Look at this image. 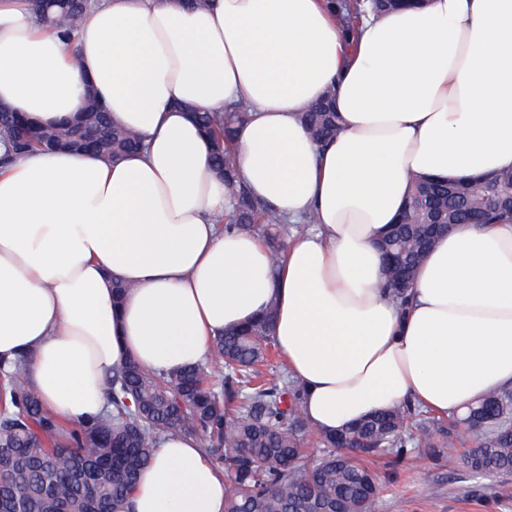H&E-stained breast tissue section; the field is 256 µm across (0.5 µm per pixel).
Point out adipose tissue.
Returning <instances> with one entry per match:
<instances>
[{
    "mask_svg": "<svg viewBox=\"0 0 512 512\" xmlns=\"http://www.w3.org/2000/svg\"><path fill=\"white\" fill-rule=\"evenodd\" d=\"M327 2L95 0L69 39L29 0H0V103L56 125L89 85L145 144L116 162L35 151L0 170V362L25 359L52 413L105 417L113 368L204 362L217 334L271 306L315 431L409 404L448 416L512 387V223L443 235L405 310L376 248L410 174L512 169V0L368 17L351 53ZM332 86L342 125L322 146L298 116ZM238 101L241 181L289 222L315 217L277 267L254 232L214 223L231 190L181 109ZM224 493L199 439L167 434L124 512H224Z\"/></svg>",
    "mask_w": 512,
    "mask_h": 512,
    "instance_id": "ef3b65f1",
    "label": "adipose tissue"
}]
</instances>
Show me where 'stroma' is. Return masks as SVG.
<instances>
[{
	"label": "stroma",
	"instance_id": "stroma-1",
	"mask_svg": "<svg viewBox=\"0 0 512 512\" xmlns=\"http://www.w3.org/2000/svg\"><path fill=\"white\" fill-rule=\"evenodd\" d=\"M382 486L377 512H512V474L483 476L458 459H368Z\"/></svg>",
	"mask_w": 512,
	"mask_h": 512
}]
</instances>
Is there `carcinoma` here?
<instances>
[{
	"instance_id": "cac0c4a2",
	"label": "carcinoma",
	"mask_w": 512,
	"mask_h": 512,
	"mask_svg": "<svg viewBox=\"0 0 512 512\" xmlns=\"http://www.w3.org/2000/svg\"><path fill=\"white\" fill-rule=\"evenodd\" d=\"M406 0H335L336 23L356 35L366 9L379 15L404 6ZM87 0H67L65 10L40 16L47 26L71 35L79 28ZM245 117V104L224 108L222 115L195 109L190 118L213 141L215 170L233 189L231 212L217 215L226 228L246 227L259 233L277 266L284 256L288 225L241 185L235 165L234 129ZM333 98L302 114L311 137L323 142L336 135ZM0 139L9 155L0 166L35 149L92 150L118 159L137 148L138 138L116 126L108 112L92 101L71 125L35 128L17 112L0 116ZM482 222L512 220V169L496 174L492 184L446 182L414 176L410 201L400 223L379 244L388 261L386 288L403 306L416 270L436 239L426 224L436 213L453 224L468 223L476 208ZM276 350L271 318L212 342L208 359L174 373L142 369L133 360L112 370L107 394L112 420L70 427L48 411L25 382L21 363L0 373V503L20 512H121L151 460L156 439L164 434L204 438V447L224 467V512H376L379 483L374 472L355 459L388 454L394 461L406 447L431 455L454 457L463 435L458 421L421 415L395 407L340 433L320 434L324 451L311 461L302 448L308 431L304 387L282 372L259 379V366ZM224 369L222 391L210 385V365ZM482 430L463 463L485 475L512 473V390L487 395L467 408Z\"/></svg>"
}]
</instances>
